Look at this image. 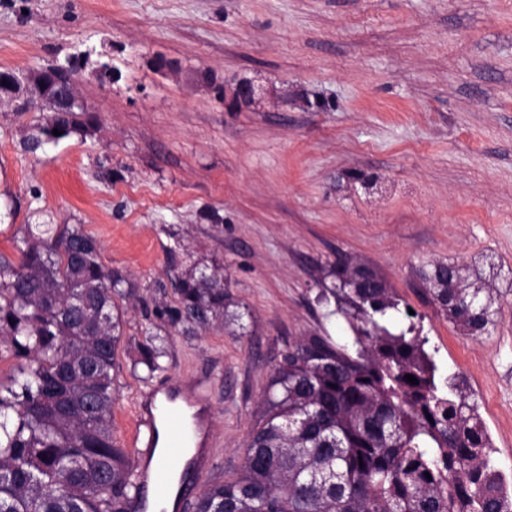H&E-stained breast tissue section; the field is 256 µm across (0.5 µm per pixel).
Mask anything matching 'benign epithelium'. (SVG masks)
<instances>
[{
	"label": "benign epithelium",
	"mask_w": 512,
	"mask_h": 512,
	"mask_svg": "<svg viewBox=\"0 0 512 512\" xmlns=\"http://www.w3.org/2000/svg\"><path fill=\"white\" fill-rule=\"evenodd\" d=\"M63 65L55 66V70L62 71ZM53 70V71H55ZM48 70L40 74L32 70L17 73L14 71L0 72V101L7 100L16 106L31 105L33 103L61 100L69 105H79L81 100L76 92L75 82L66 83L63 91H58L59 80ZM257 95V88L249 81L238 82L232 90V103L241 105L251 102Z\"/></svg>",
	"instance_id": "7a95c632"
}]
</instances>
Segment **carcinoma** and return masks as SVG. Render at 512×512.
<instances>
[{"label":"carcinoma","instance_id":"carcinoma-1","mask_svg":"<svg viewBox=\"0 0 512 512\" xmlns=\"http://www.w3.org/2000/svg\"><path fill=\"white\" fill-rule=\"evenodd\" d=\"M16 111L40 113L20 142L26 154L89 131L84 107ZM13 246L15 257L0 253V352L20 362L0 385V512H125L137 484L112 402L124 336L117 300L136 287L79 227L46 224ZM417 275L426 302L455 326L478 336L496 325L481 271L430 261ZM172 286L162 325L137 343L150 374L164 370L159 331L194 336L231 305L216 272ZM329 293L353 336L310 334L283 355L242 471L206 486L193 512H512L477 402L426 349L400 299L373 269L342 258ZM397 313L409 318L399 331Z\"/></svg>","mask_w":512,"mask_h":512}]
</instances>
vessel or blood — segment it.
I'll return each mask as SVG.
<instances>
[{"label":"vessel or blood","instance_id":"b4317fda","mask_svg":"<svg viewBox=\"0 0 512 512\" xmlns=\"http://www.w3.org/2000/svg\"><path fill=\"white\" fill-rule=\"evenodd\" d=\"M212 381L190 377L144 391L135 400L129 442L138 491L134 512H185V491L174 481L202 478L216 453Z\"/></svg>","mask_w":512,"mask_h":512}]
</instances>
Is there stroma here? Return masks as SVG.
Segmentation results:
<instances>
[{"mask_svg": "<svg viewBox=\"0 0 512 512\" xmlns=\"http://www.w3.org/2000/svg\"><path fill=\"white\" fill-rule=\"evenodd\" d=\"M83 54L89 133L29 155L32 113L0 105V252L26 225H74L137 286L120 304L119 443L150 384L128 337L155 280L222 269L242 316L159 339L153 381L213 378L209 484L240 473L289 344L350 336L320 297L343 257L418 313L512 474V0H0V69ZM246 78L261 94L229 106ZM430 260L493 266L494 329L465 334L423 300Z\"/></svg>", "mask_w": 512, "mask_h": 512, "instance_id": "stroma-1", "label": "stroma"}]
</instances>
